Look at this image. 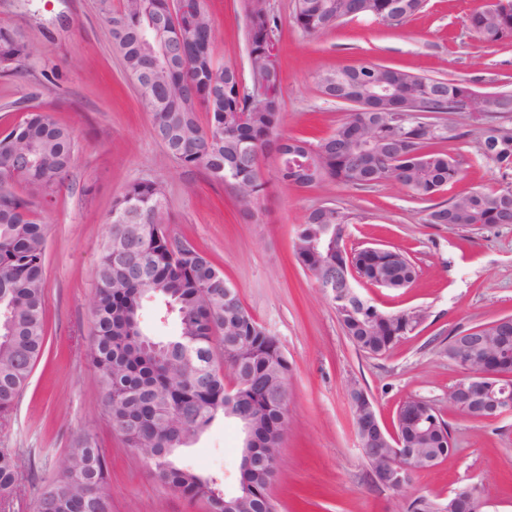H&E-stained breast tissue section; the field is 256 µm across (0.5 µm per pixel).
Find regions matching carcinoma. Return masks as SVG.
Segmentation results:
<instances>
[{
  "label": "carcinoma",
  "instance_id": "carcinoma-1",
  "mask_svg": "<svg viewBox=\"0 0 512 512\" xmlns=\"http://www.w3.org/2000/svg\"><path fill=\"white\" fill-rule=\"evenodd\" d=\"M107 15L105 37L122 58L129 78L152 75L139 92L150 112L153 133L170 137L176 160L204 168L211 178L230 187L243 219L265 196L266 182L249 162L251 153L282 140L281 75L265 54L267 37L277 20L264 0H243L246 21L247 72L244 90L214 54L213 20L204 0H123L114 10L101 0ZM499 11L481 8L466 26L486 42L512 38V0ZM387 22L388 0H296L295 25L316 36L337 23L353 19ZM179 36L181 51L168 59L155 56L149 42ZM29 56L24 36L0 27V65H19ZM383 81L396 94L378 102L380 122L367 112H353L316 146L319 181L336 180L356 186L389 181L414 196L429 200L460 176L459 163L435 142L457 138L424 131L410 118L391 115L411 98L420 110L461 107L471 87L445 82L382 65L347 66L317 74L321 91L345 103L370 92ZM208 116L200 122L198 113ZM512 114V93L495 92L486 110L481 155L512 171V129L495 123L497 114ZM74 163V138L69 127L47 110L36 111L22 124L0 135V416L17 403L33 367L44 351L45 245L47 230L34 210V200L54 196L64 186ZM24 185L19 194L10 183ZM503 189H473L447 203L433 205L427 224L453 221L471 224H512V208L502 200ZM138 217L130 238L118 218ZM350 213L334 206L309 211L295 229L293 251L298 264L324 281L336 280L341 264L355 266L365 281L391 280L390 289L408 287L416 269L407 255L394 248L354 250L342 257L332 243L352 223ZM166 194L158 181L129 183L113 200L109 232L100 248L96 291L92 303L93 336L89 356L99 377L108 418L123 438L150 466L153 475L182 495L205 504L207 512H224L223 478L203 476L176 464L178 451L191 444L211 424L226 418L224 378L241 386L243 404L259 418L257 434L263 447L282 446L279 422L284 405L280 391L288 388L290 365L279 341L245 309L224 272L193 246L173 241ZM148 258L144 281L127 278L114 254ZM236 297L224 304V292ZM154 299L179 322L178 335L157 339L145 332L142 311ZM336 315L346 336L361 351L381 356L422 322L420 310L386 313L375 305L342 306ZM421 459L450 455L445 420L427 404H417L414 418L398 425ZM106 456L88 433L76 435L56 480L38 495L37 512H110ZM23 480L18 458L0 448V508L10 506ZM264 467L238 480L236 495L247 498L249 512H275ZM411 512H443L444 503L417 496Z\"/></svg>",
  "mask_w": 512,
  "mask_h": 512
}]
</instances>
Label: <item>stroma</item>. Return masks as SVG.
<instances>
[{"mask_svg":"<svg viewBox=\"0 0 512 512\" xmlns=\"http://www.w3.org/2000/svg\"><path fill=\"white\" fill-rule=\"evenodd\" d=\"M205 3L216 22L215 55L245 63L242 0ZM484 4L425 0L398 27L348 21L309 37L293 22L295 0H269L279 24L282 135L314 145L346 120L352 105L328 99L316 82L318 72L338 66L381 64L463 80L480 92H512V38L487 43L465 24ZM0 25L22 31L30 46L19 68L0 70V132L42 108L53 110L75 136V162L65 186L36 203L48 227V342L28 387L0 419V448L14 449L32 473L12 512H37L39 488L57 476L80 432L91 434L106 455L111 512H205L202 503L157 480L113 430L88 354L107 218L113 200L138 179L162 183L168 234L187 240L223 270L245 309L278 339L288 358L287 430L270 486L277 512H405L418 495L444 499L466 484L480 488L490 512H512V415L483 421L451 410L448 390L461 370L441 353L456 332L512 316V224L425 223L428 202L390 182L368 188L336 181L307 188L278 184L271 154L260 160L269 191L255 206L254 220H243L224 184L203 168L182 165L153 136L150 114L105 37L99 0H0ZM446 120L460 136L442 148L462 173L437 201L476 187L505 186L497 164L479 153L482 124L455 114ZM321 205L353 215L348 247H395L417 268L407 288L360 287L383 311L425 314L385 355H367L353 344L334 305L294 258L297 224ZM355 384L374 400L389 428L408 399L433 404L449 424L453 453L416 473L402 491L375 486L354 431L349 389ZM244 437L235 419L217 420L182 449L179 461L204 475H223L225 493H234Z\"/></svg>","mask_w":512,"mask_h":512,"instance_id":"1","label":"stroma"}]
</instances>
